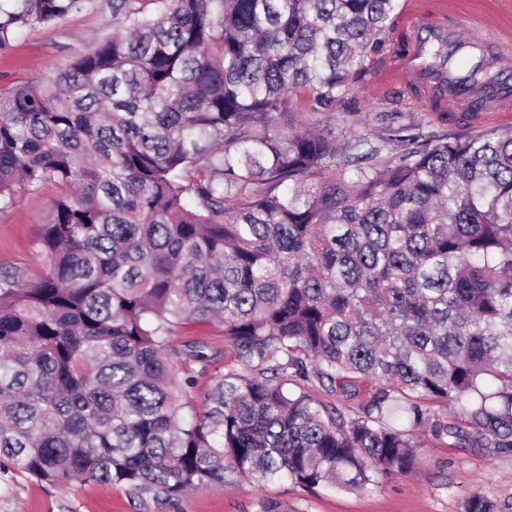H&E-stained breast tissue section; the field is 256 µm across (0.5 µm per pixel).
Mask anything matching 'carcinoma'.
<instances>
[{
  "mask_svg": "<svg viewBox=\"0 0 512 512\" xmlns=\"http://www.w3.org/2000/svg\"><path fill=\"white\" fill-rule=\"evenodd\" d=\"M83 0H0V49ZM395 0H112L115 31L0 92V211L58 189L43 265L0 276V457L50 485L176 501L232 475L357 490L419 469L393 394L457 448L512 454V129L418 124L336 148V108ZM428 71L493 93L483 61ZM224 324L235 361L192 408L171 344ZM353 398L348 418L288 378ZM464 512H498L478 492Z\"/></svg>",
  "mask_w": 512,
  "mask_h": 512,
  "instance_id": "1",
  "label": "carcinoma"
}]
</instances>
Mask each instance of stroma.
<instances>
[{
	"mask_svg": "<svg viewBox=\"0 0 512 512\" xmlns=\"http://www.w3.org/2000/svg\"><path fill=\"white\" fill-rule=\"evenodd\" d=\"M412 0H396L391 32L385 45L365 59V71L347 90L351 110L313 112L307 97L294 98L292 106L301 122L331 124L337 141L354 136L369 138L382 133L386 119L422 123L434 135L463 134L469 128L512 127V113L479 112L464 103L448 111L424 79L392 82L386 77L397 60L401 45H413ZM449 14L480 15L484 34L512 35V0H443ZM112 32V0H84L82 7L58 23L20 34L0 50V88L25 83L47 82L73 59L89 52ZM56 189H36L25 194L10 209L0 213V275L39 273L43 258L38 246L40 229L52 208ZM195 341L203 344L208 365L187 355H178L179 369L195 373L192 392L202 403L216 377L243 373L218 324L194 323L178 327L174 346ZM290 391H304L351 417L378 388L362 384L352 399L328 391L317 380L297 378ZM421 409L432 420L445 419L437 403L420 400ZM430 424L419 429L421 466L415 473L378 477L355 491L325 484L303 487L289 481L258 482L244 476L229 477L223 486L190 491L174 502L151 494L137 495L126 487L103 482L73 481L54 486L37 480L0 460V512H462L473 492L495 501L500 512H512V454L491 450L456 448L445 434L435 433Z\"/></svg>",
	"mask_w": 512,
	"mask_h": 512,
	"instance_id": "stroma-1",
	"label": "stroma"
}]
</instances>
